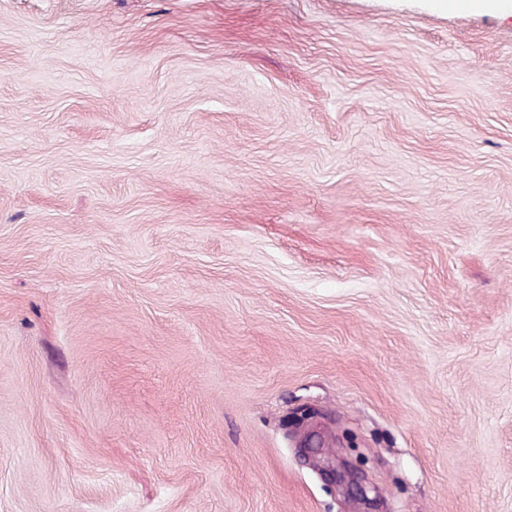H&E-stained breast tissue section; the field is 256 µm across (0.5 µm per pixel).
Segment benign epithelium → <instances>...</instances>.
I'll return each mask as SVG.
<instances>
[{"instance_id": "obj_1", "label": "benign epithelium", "mask_w": 512, "mask_h": 512, "mask_svg": "<svg viewBox=\"0 0 512 512\" xmlns=\"http://www.w3.org/2000/svg\"><path fill=\"white\" fill-rule=\"evenodd\" d=\"M288 439L327 484L353 494L365 507L363 512H376L368 493H378L377 486L369 472L356 468L347 437L336 431L329 416L315 408L298 410L288 418ZM330 448L339 452L330 453Z\"/></svg>"}]
</instances>
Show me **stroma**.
Segmentation results:
<instances>
[{
	"label": "stroma",
	"mask_w": 512,
	"mask_h": 512,
	"mask_svg": "<svg viewBox=\"0 0 512 512\" xmlns=\"http://www.w3.org/2000/svg\"><path fill=\"white\" fill-rule=\"evenodd\" d=\"M0 0V512H512V13ZM288 439L326 484L342 487L359 500L365 507L360 512H383L372 508V503L378 498L372 476L366 470L356 468L347 451L355 447L348 443L344 434L336 431V425L329 416L315 408L298 410L288 417ZM326 448H341V451L330 453ZM369 492L375 496L370 498Z\"/></svg>",
	"instance_id": "1"
}]
</instances>
